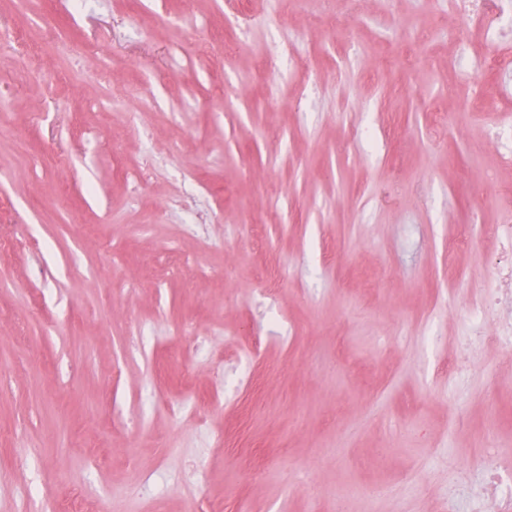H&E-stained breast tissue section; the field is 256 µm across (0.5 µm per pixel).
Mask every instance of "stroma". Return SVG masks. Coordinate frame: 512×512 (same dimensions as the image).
<instances>
[{
  "label": "stroma",
  "instance_id": "1",
  "mask_svg": "<svg viewBox=\"0 0 512 512\" xmlns=\"http://www.w3.org/2000/svg\"><path fill=\"white\" fill-rule=\"evenodd\" d=\"M447 23L434 0H0V512H443L491 424L512 468L500 350L448 378L512 239L481 129L512 80L456 94ZM283 38L327 46L322 73L271 59ZM188 316L223 332L196 350Z\"/></svg>",
  "mask_w": 512,
  "mask_h": 512
}]
</instances>
